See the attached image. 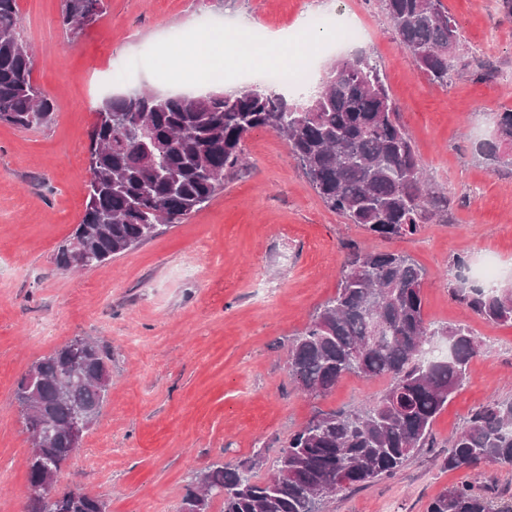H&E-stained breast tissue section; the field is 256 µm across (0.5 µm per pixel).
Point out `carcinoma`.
Returning a JSON list of instances; mask_svg holds the SVG:
<instances>
[{
	"label": "carcinoma",
	"mask_w": 512,
	"mask_h": 512,
	"mask_svg": "<svg viewBox=\"0 0 512 512\" xmlns=\"http://www.w3.org/2000/svg\"><path fill=\"white\" fill-rule=\"evenodd\" d=\"M404 50L432 83L448 84L460 45L456 20L442 0H382ZM107 10L105 0H62L63 26L79 32ZM17 0H0V124L44 127L53 100L33 80L32 56L20 36ZM88 153L84 215L55 257L58 267L99 266L164 233L206 208L224 179L246 166L245 141L266 130L288 140L291 153L324 205L372 235L413 236L448 213V197L433 187L400 120L381 65L358 51L331 60L316 87L288 94L253 84L233 94L166 95L137 89L104 99ZM512 144V109L500 113L481 154L502 164L501 145ZM424 274L402 253L349 248L336 293L288 344V377L302 392L330 394L347 375L385 379L376 398L353 409L321 411L288 437L269 475L256 476L263 454L233 465L216 462L192 475L181 512H325L330 498L394 476L433 444V424L466 381L482 343L470 331L437 327L423 312ZM457 296L475 314L512 325V288L472 287ZM448 338L446 358L422 351ZM109 353L95 340L71 339L36 361L17 381L20 413L40 416V446L27 460L30 486L59 475L75 452L71 425L81 413L99 416L111 384ZM495 464L512 467V400L476 409L452 437L442 467L448 471ZM27 512H108L105 499L82 489L29 497ZM426 512H512L469 483L436 496Z\"/></svg>",
	"instance_id": "1"
}]
</instances>
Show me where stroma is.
I'll use <instances>...</instances> for the list:
<instances>
[{"label":"stroma","instance_id":"35a3bbf8","mask_svg":"<svg viewBox=\"0 0 512 512\" xmlns=\"http://www.w3.org/2000/svg\"><path fill=\"white\" fill-rule=\"evenodd\" d=\"M34 81L54 100L49 126H0V512H26L28 434L13 399L18 379L55 348L90 336L111 355L112 384L96 423L57 490L102 496L108 512H179L193 473L256 451L274 457L316 411L362 405L384 381L344 377L323 398L291 383L286 349L336 292L346 244L408 254L426 271L424 314L463 326L483 347L469 380L437 417L434 445L394 477L338 494L330 512H426L461 482L512 500V468L448 471L441 461L470 413L512 400V325L480 318L454 295L453 261L491 256L512 278V167L477 146L512 107V20L496 0H443L459 23L463 77L429 83L399 44L381 0H106L79 33L60 23L61 0H17ZM310 15L355 18L354 46L383 67L421 163L451 201L446 222L387 240L328 210L269 131L245 142L250 167L210 205L98 267L61 270L56 252L80 223L86 148L101 100L129 87L160 90L157 57L174 31L260 21L293 30Z\"/></svg>","mask_w":512,"mask_h":512}]
</instances>
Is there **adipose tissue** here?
<instances>
[{
	"label": "adipose tissue",
	"mask_w": 512,
	"mask_h": 512,
	"mask_svg": "<svg viewBox=\"0 0 512 512\" xmlns=\"http://www.w3.org/2000/svg\"><path fill=\"white\" fill-rule=\"evenodd\" d=\"M181 39L184 51L178 55L161 56L159 62L171 70L191 67L197 76L194 88L200 94L212 90L213 83L208 76L213 70L222 68L225 62L231 61L244 68L254 63L250 46L235 44L231 31L221 27L203 33L187 29L182 32Z\"/></svg>",
	"instance_id": "1"
}]
</instances>
